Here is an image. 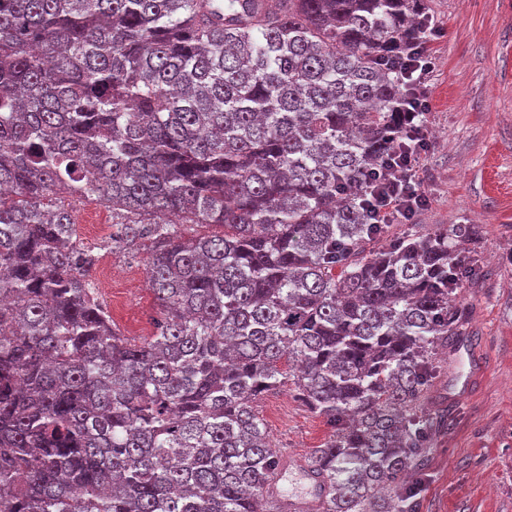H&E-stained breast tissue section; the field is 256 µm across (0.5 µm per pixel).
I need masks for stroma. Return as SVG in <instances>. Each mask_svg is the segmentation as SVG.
<instances>
[{"label":"stroma","mask_w":512,"mask_h":512,"mask_svg":"<svg viewBox=\"0 0 512 512\" xmlns=\"http://www.w3.org/2000/svg\"><path fill=\"white\" fill-rule=\"evenodd\" d=\"M436 30L425 77L426 150L417 175L429 199L413 221L428 227L478 225L480 276L464 283L466 336L440 355L425 401L447 424L432 436L419 512H512V0H425ZM147 251H100L120 296L112 322L124 336L154 330L157 303L147 285ZM272 447L309 460L333 430L295 396L292 384L255 404Z\"/></svg>","instance_id":"stroma-1"}]
</instances>
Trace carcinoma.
<instances>
[{
  "label": "carcinoma",
  "mask_w": 512,
  "mask_h": 512,
  "mask_svg": "<svg viewBox=\"0 0 512 512\" xmlns=\"http://www.w3.org/2000/svg\"><path fill=\"white\" fill-rule=\"evenodd\" d=\"M430 28L423 0H0V506L287 512L254 403L290 380L334 429L320 512H418L477 228L368 251L367 189ZM84 200L99 249L149 246L147 337L95 291ZM73 213L76 232L81 242L91 248L98 247L102 244V240L105 238H101L95 243L86 241L83 226L84 224L95 223L112 224V210L97 201H83L81 204H77Z\"/></svg>",
  "instance_id": "cac0c4a2"
}]
</instances>
